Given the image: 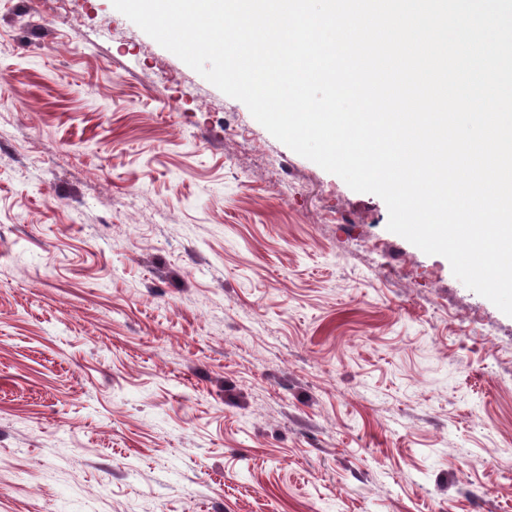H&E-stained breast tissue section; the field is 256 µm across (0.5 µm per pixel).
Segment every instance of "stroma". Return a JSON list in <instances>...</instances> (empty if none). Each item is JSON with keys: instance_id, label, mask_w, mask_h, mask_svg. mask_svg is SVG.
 I'll list each match as a JSON object with an SVG mask.
<instances>
[{"instance_id": "obj_1", "label": "stroma", "mask_w": 512, "mask_h": 512, "mask_svg": "<svg viewBox=\"0 0 512 512\" xmlns=\"http://www.w3.org/2000/svg\"><path fill=\"white\" fill-rule=\"evenodd\" d=\"M388 218L112 0H0V512H512V317Z\"/></svg>"}]
</instances>
